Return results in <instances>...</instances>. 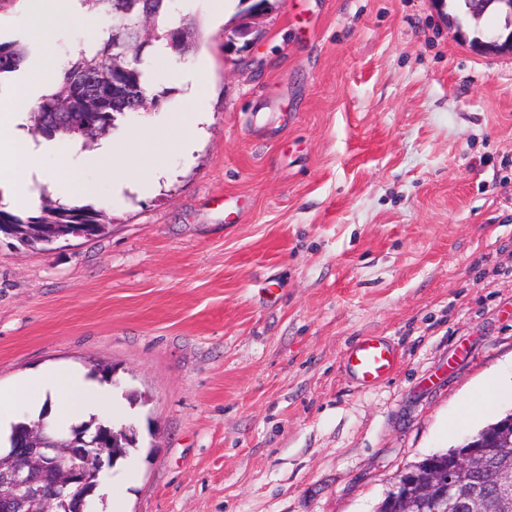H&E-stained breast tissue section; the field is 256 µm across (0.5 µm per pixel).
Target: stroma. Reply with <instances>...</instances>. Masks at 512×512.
<instances>
[{"label": "stroma", "mask_w": 512, "mask_h": 512, "mask_svg": "<svg viewBox=\"0 0 512 512\" xmlns=\"http://www.w3.org/2000/svg\"><path fill=\"white\" fill-rule=\"evenodd\" d=\"M272 2L250 17L228 0L219 19L174 0L201 46L152 54L161 108L109 137L127 172L158 156L157 187L118 190L78 140L44 156L107 212L105 234L0 236V387L111 364L107 420L139 433L92 512H377L406 467L512 411V53L472 45L512 17ZM104 37L87 10L47 28L23 0L0 11V39L34 51L18 78L42 88ZM192 70L208 111L187 155ZM364 336L398 355L370 386L344 365ZM491 381L495 407L467 417Z\"/></svg>", "instance_id": "obj_1"}]
</instances>
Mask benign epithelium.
<instances>
[{
  "label": "benign epithelium",
  "instance_id": "7a95c632",
  "mask_svg": "<svg viewBox=\"0 0 512 512\" xmlns=\"http://www.w3.org/2000/svg\"><path fill=\"white\" fill-rule=\"evenodd\" d=\"M503 424L495 421L485 428L487 451L500 452ZM59 440L41 430L28 436L24 446L0 455V503L15 509L36 505L38 512H57L62 500L57 485L46 480L45 473L54 469L67 484L85 483L89 466L99 474L104 466L105 449L95 440L82 442L66 456H58ZM478 457L472 449L451 452L445 458H432L420 479L411 482L402 473L387 492L392 503L411 489L429 500L432 512H512V465H493L492 482L485 485L478 478Z\"/></svg>",
  "mask_w": 512,
  "mask_h": 512
}]
</instances>
